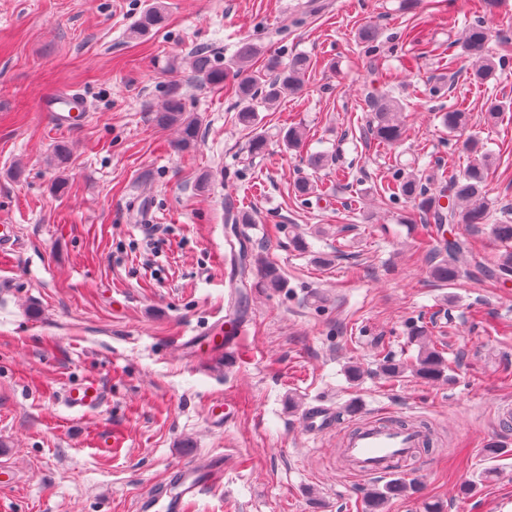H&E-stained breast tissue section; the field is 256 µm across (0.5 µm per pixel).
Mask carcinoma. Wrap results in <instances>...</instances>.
I'll list each match as a JSON object with an SVG mask.
<instances>
[{"label":"carcinoma","instance_id":"obj_1","mask_svg":"<svg viewBox=\"0 0 512 512\" xmlns=\"http://www.w3.org/2000/svg\"><path fill=\"white\" fill-rule=\"evenodd\" d=\"M166 21L161 6L153 5L142 15L133 30V35L143 36ZM489 30L479 22L466 27L461 41L462 54L470 60L469 78L486 83L495 78L498 68L505 65V58L512 55V43L502 44L497 57L488 51ZM191 71L203 85L220 87L238 100L236 120L248 130L249 152L262 156L266 151V139L258 132L259 108L269 110L288 95L303 92L305 75L313 68L312 59L301 53L287 57L281 54L267 55L261 46L244 41L227 60H220L207 51H196L190 61ZM365 102L372 114L368 126L370 138L382 144H400L403 126L398 113L403 110L400 100L390 94L369 93ZM157 123L162 126L176 124L180 127L178 147L186 150L194 146L199 136V123L188 113L185 98L178 86H172L165 100L157 110ZM471 123L470 111L456 107L442 113V124L450 133L462 132ZM306 139L305 130L299 126L288 127L284 141L288 149L300 148ZM463 150L469 155V163L462 174L448 177L446 188L434 193L430 184L435 174L428 168H419L413 162L396 169L387 180L382 192L387 200L403 199L414 204L422 221V239L415 252L416 260L430 264L431 273L439 282L453 283L459 278H482L499 282L512 276V252L505 251L489 261L473 245L458 236H445V226L465 224L488 227L489 236L502 244L512 242V221L500 215L486 199L485 192L489 177L494 174V153L484 142L470 137L463 142ZM252 223L251 215L242 210L229 208L224 212V224L235 236L240 225ZM259 269L255 282H250L253 269ZM231 277L236 287L280 288L282 279L278 269L258 253L238 254ZM411 339L418 345V354L410 362H398L388 352L379 360L380 373L388 380L395 381L406 371L424 381H436L446 377L448 361L442 351L428 338L424 326L411 329ZM420 490L418 480L407 481L393 478L383 487L373 488L366 493L368 512H377L384 504L396 497Z\"/></svg>","mask_w":512,"mask_h":512}]
</instances>
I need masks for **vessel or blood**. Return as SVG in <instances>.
Here are the masks:
<instances>
[{"instance_id":"1","label":"vessel or blood","mask_w":512,"mask_h":512,"mask_svg":"<svg viewBox=\"0 0 512 512\" xmlns=\"http://www.w3.org/2000/svg\"><path fill=\"white\" fill-rule=\"evenodd\" d=\"M70 98L62 96L49 98L44 104L53 124L66 129L73 124L76 115L71 112ZM246 332L243 321L228 319L216 320L210 331L216 351L232 352L237 349ZM107 394L102 386L93 381H85L69 387L65 406L75 413H87L102 407ZM421 440L410 430L385 426L379 422L348 432L340 443V452L355 463L356 475L363 478L387 477L396 472L403 461L411 458ZM224 478L222 459L213 458L206 463L193 459L174 468L170 474L171 491L153 490L139 502L140 512H185L186 507L195 502L207 490L219 485Z\"/></svg>"}]
</instances>
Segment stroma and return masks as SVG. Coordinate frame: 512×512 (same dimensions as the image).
I'll list each match as a JSON object with an SVG mask.
<instances>
[{
    "label": "stroma",
    "instance_id": "obj_1",
    "mask_svg": "<svg viewBox=\"0 0 512 512\" xmlns=\"http://www.w3.org/2000/svg\"><path fill=\"white\" fill-rule=\"evenodd\" d=\"M152 0H0V225L17 245L0 259V466L17 481L0 488L5 512H136L185 458L224 462L223 482L188 512H363L372 478L345 473L336 432L309 433L304 411L426 421L433 448L407 460L419 493L386 512H512V280L444 285L411 259V206L379 186L396 163L419 159L440 183L467 157L464 135L440 113L470 109L468 132L498 158L493 205L512 207V62L479 85L463 74L459 40L478 0H324L306 23L305 0H159L163 29L132 39ZM378 27L376 52L358 38ZM249 40L271 53H303L317 66L301 97L261 112L264 157H251L233 122L235 98L192 80L173 58L203 48L220 57ZM404 98L398 146L365 134L368 68ZM440 84L433 97L429 88ZM199 120L191 149L176 127L155 122L170 85ZM81 94L80 125L62 130L39 108L47 95ZM507 103L497 126L481 112ZM302 125V151L283 142ZM467 132V133H468ZM68 149L65 163L55 146ZM325 153L314 171L308 155ZM320 196L301 201L296 181ZM249 210L240 237L224 234L227 204ZM148 207L160 226L136 229ZM294 226L305 250L276 225ZM262 253L283 276L254 289L238 349L213 359L187 353L185 336L229 312V260ZM427 325L449 362L446 380L389 382L377 348L398 360L418 353L412 326ZM357 364L362 379L344 369ZM95 381L106 404L77 415L62 403L70 384ZM224 407L223 425L210 419ZM501 445L486 456L487 442Z\"/></svg>",
    "mask_w": 512,
    "mask_h": 512
}]
</instances>
